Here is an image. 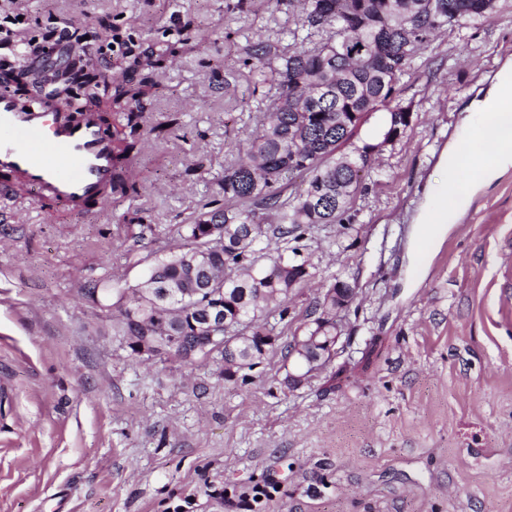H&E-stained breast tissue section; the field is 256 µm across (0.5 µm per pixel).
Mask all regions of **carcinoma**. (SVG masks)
<instances>
[{
	"instance_id": "obj_1",
	"label": "carcinoma",
	"mask_w": 512,
	"mask_h": 512,
	"mask_svg": "<svg viewBox=\"0 0 512 512\" xmlns=\"http://www.w3.org/2000/svg\"><path fill=\"white\" fill-rule=\"evenodd\" d=\"M480 0H302L303 15L282 38L248 41L243 64L256 78L271 76L279 86L274 107L261 129L246 140L243 156L224 169L222 198L184 225L188 247L156 257L147 279L126 292L107 284L88 290V298H113L112 336L129 356L142 358L140 346L166 336L175 346L157 356H201L224 364V379L250 370L270 353L295 357L297 336L324 341L336 335L330 289L316 298L314 318L294 331L284 346L278 326L288 318V295L311 277L312 264L298 259L300 242L321 225L350 221L352 199L375 144L355 141L356 130L372 112L384 114L380 135L396 140L410 122L409 106L392 105L398 85L432 32L486 18ZM127 79L115 89L129 131L112 130L118 172L110 193L137 191L129 179L143 112L141 86ZM296 177L306 188L291 197L284 190ZM224 245H219V242ZM224 312L223 339L211 340L206 316L213 306Z\"/></svg>"
}]
</instances>
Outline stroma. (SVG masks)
<instances>
[{
	"mask_svg": "<svg viewBox=\"0 0 512 512\" xmlns=\"http://www.w3.org/2000/svg\"><path fill=\"white\" fill-rule=\"evenodd\" d=\"M228 2L18 0L29 23L0 46L15 74L24 43L66 28L103 72L163 63L143 72L137 194L70 213L0 192V512H512V167L449 207L431 251L414 222L465 108L512 60V0L430 37L396 98L412 122L351 223L305 240L312 276L282 340L333 276L356 295L337 355L299 389L278 353L244 382L211 360L133 359L86 297L134 287L180 245L276 100L237 49L294 26L300 4ZM258 485L273 500L253 502Z\"/></svg>",
	"mask_w": 512,
	"mask_h": 512,
	"instance_id": "stroma-1",
	"label": "stroma"
}]
</instances>
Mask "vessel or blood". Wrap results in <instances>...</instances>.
<instances>
[{
  "label": "vessel or blood",
  "mask_w": 512,
  "mask_h": 512,
  "mask_svg": "<svg viewBox=\"0 0 512 512\" xmlns=\"http://www.w3.org/2000/svg\"><path fill=\"white\" fill-rule=\"evenodd\" d=\"M114 143L94 108L70 120L48 106L18 108L0 95V189L32 187L71 210L105 201L112 184Z\"/></svg>",
  "instance_id": "1"
}]
</instances>
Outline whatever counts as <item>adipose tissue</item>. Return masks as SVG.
<instances>
[{"label": "adipose tissue", "mask_w": 512, "mask_h": 512, "mask_svg": "<svg viewBox=\"0 0 512 512\" xmlns=\"http://www.w3.org/2000/svg\"><path fill=\"white\" fill-rule=\"evenodd\" d=\"M462 135L469 143L466 163H459L452 146L438 162L449 184L466 178L476 190L512 167V62L499 70L482 97L470 103Z\"/></svg>", "instance_id": "1"}]
</instances>
